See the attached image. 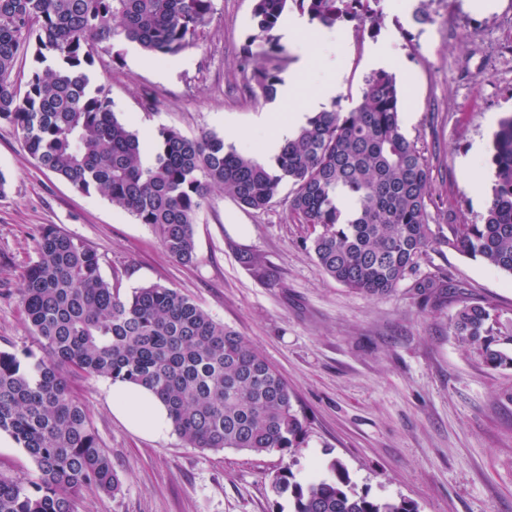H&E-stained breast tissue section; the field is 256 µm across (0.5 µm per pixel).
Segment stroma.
I'll use <instances>...</instances> for the list:
<instances>
[{"mask_svg": "<svg viewBox=\"0 0 512 512\" xmlns=\"http://www.w3.org/2000/svg\"><path fill=\"white\" fill-rule=\"evenodd\" d=\"M380 24L360 35L355 23L328 29L310 24L306 37L283 41L284 76L301 57L336 50L343 73L335 101L350 111L383 42L400 83V121L432 172L429 222L435 240L392 292L357 293L328 278L303 245L305 225L288 217V192L261 213L214 191L195 226L196 260L170 258L149 225L96 195L76 191L40 168L16 129L0 121V350L33 347L18 295L35 258L33 235L52 224L81 238L101 256V272L121 294L151 284L177 289L216 320L247 336L281 374L308 437L294 457L191 448L177 434L150 440L112 413L108 380L70 376L102 448L123 481L111 496L87 488L79 512H292L271 478L291 466L297 481L326 476L341 461L357 491L406 498L418 512H512V369H492L449 329L459 298L481 302L512 319V275L452 248L448 227L480 223L489 199L467 183L473 167L493 183L494 131L488 117L512 115V0L487 12L467 0H374ZM425 8L431 21L413 12ZM253 0H214L199 46L162 63L128 45L122 58L102 54L92 86L110 93L119 119L140 135L173 127L193 137L208 131L236 149L265 157L271 126L305 107L321 78L299 76L287 101L245 100L239 62L252 25ZM155 110L141 106L145 92ZM262 257L266 270L244 263ZM447 274L461 295L424 301L416 280Z\"/></svg>", "mask_w": 512, "mask_h": 512, "instance_id": "obj_1", "label": "stroma"}]
</instances>
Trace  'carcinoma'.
Wrapping results in <instances>:
<instances>
[{"label":"carcinoma","mask_w":512,"mask_h":512,"mask_svg":"<svg viewBox=\"0 0 512 512\" xmlns=\"http://www.w3.org/2000/svg\"><path fill=\"white\" fill-rule=\"evenodd\" d=\"M296 11L323 27L346 19L372 29L369 0H254L253 27L240 70L247 90L271 100L281 66L260 58L282 53L274 34ZM213 0H0V121L47 171L96 194L152 227L165 252L196 258L194 226L209 193L244 209L267 210L292 186L290 218L310 230V250L325 275L369 296L390 293L432 247L431 172L404 134L396 76L366 79L349 112L336 103L313 112L278 154L263 163L209 132L189 138L161 127L154 160L144 165L138 133L118 119L88 71L99 51L137 45L168 60L196 47L210 25ZM23 51L32 65L25 85L11 79ZM492 198L479 224L448 225V245L512 275V116L494 135ZM36 258L18 294L41 356L0 351V432L35 461L34 481L0 477V512H78V494L122 487L101 448L86 405L65 373L129 381L165 402L174 432L192 448L294 456L307 426L288 384L249 339L174 288H137L121 297L101 273V257L52 225L33 237ZM448 277L417 288L448 299ZM500 315L464 301L449 329L492 369L512 368V334ZM333 476L302 484L285 466L271 480L293 512H418L405 498L377 499L351 486L344 464Z\"/></svg>","instance_id":"carcinoma-1"}]
</instances>
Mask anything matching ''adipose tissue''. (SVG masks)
Wrapping results in <instances>:
<instances>
[{"mask_svg":"<svg viewBox=\"0 0 512 512\" xmlns=\"http://www.w3.org/2000/svg\"><path fill=\"white\" fill-rule=\"evenodd\" d=\"M112 413L131 431L150 439L166 437L171 419L162 400L148 389L127 382H115L108 388Z\"/></svg>","mask_w":512,"mask_h":512,"instance_id":"adipose-tissue-1","label":"adipose tissue"}]
</instances>
